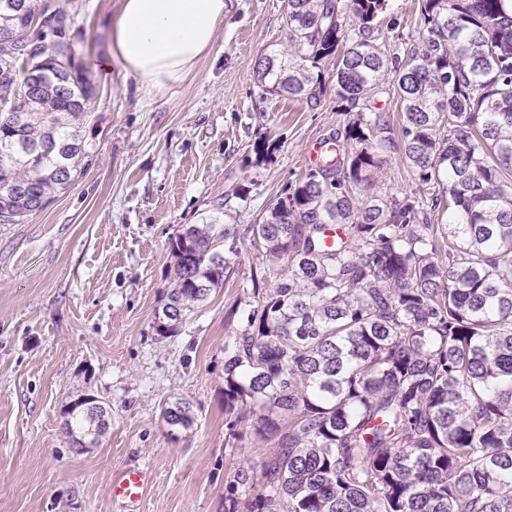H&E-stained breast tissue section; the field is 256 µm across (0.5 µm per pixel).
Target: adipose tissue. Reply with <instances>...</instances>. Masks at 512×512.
<instances>
[{"label": "adipose tissue", "mask_w": 512, "mask_h": 512, "mask_svg": "<svg viewBox=\"0 0 512 512\" xmlns=\"http://www.w3.org/2000/svg\"><path fill=\"white\" fill-rule=\"evenodd\" d=\"M223 22L224 0H122L112 20V55L92 65L119 66L152 96L186 81L214 49Z\"/></svg>", "instance_id": "1"}]
</instances>
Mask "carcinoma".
<instances>
[{"label": "carcinoma", "mask_w": 512, "mask_h": 512, "mask_svg": "<svg viewBox=\"0 0 512 512\" xmlns=\"http://www.w3.org/2000/svg\"><path fill=\"white\" fill-rule=\"evenodd\" d=\"M39 0H0V30H24ZM387 0H287L288 49L261 55L262 93L316 98L336 63V111L354 112L330 147L249 227L265 260L224 361L227 429L268 453L236 470L224 512H512V13L506 0H420L421 47L379 44ZM50 52L72 11L54 3ZM53 58L27 93L26 60L0 61V224L44 209L87 157L94 85L61 86ZM392 83L403 157L418 191L389 195L374 170L394 145L368 105ZM446 216L436 224L432 217ZM237 230L214 218L170 238L173 336L237 272ZM81 398L67 431L98 438ZM169 431L193 406L163 412Z\"/></svg>", "instance_id": "carcinoma-1"}]
</instances>
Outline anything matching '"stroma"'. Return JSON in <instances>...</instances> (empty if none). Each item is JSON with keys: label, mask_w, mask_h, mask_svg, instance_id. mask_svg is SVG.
Segmentation results:
<instances>
[{"label": "stroma", "mask_w": 512, "mask_h": 512, "mask_svg": "<svg viewBox=\"0 0 512 512\" xmlns=\"http://www.w3.org/2000/svg\"><path fill=\"white\" fill-rule=\"evenodd\" d=\"M120 3L68 0L79 68L111 53ZM419 16V0H388L387 55L417 43ZM287 37L286 0H225L214 50L179 88L148 97L119 71H92L81 174L42 211L0 224V512H123L112 479L128 465L152 474L137 512H224L235 471L261 467L256 439H225L224 349L261 262L248 228L349 120L329 77L314 104L262 96L259 57ZM265 140L275 150L260 163ZM375 179L390 194L416 189L396 148ZM215 216L238 229V271L176 335H159L169 239ZM81 396L109 414L83 446L65 432ZM176 398L194 405L198 425L173 436L162 410Z\"/></svg>", "instance_id": "obj_1"}]
</instances>
